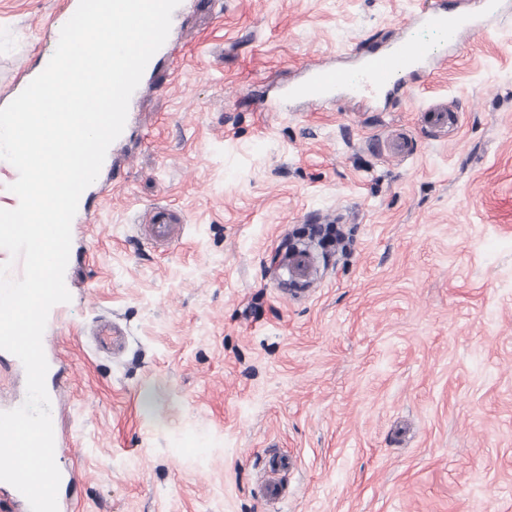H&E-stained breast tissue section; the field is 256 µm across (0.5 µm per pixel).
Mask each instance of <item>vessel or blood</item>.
<instances>
[{
  "mask_svg": "<svg viewBox=\"0 0 512 512\" xmlns=\"http://www.w3.org/2000/svg\"><path fill=\"white\" fill-rule=\"evenodd\" d=\"M511 13L512 0H425L413 21L447 33L453 41L464 32L480 35L489 21ZM446 60V54L432 44L405 36L385 44L364 42L354 53L352 71L309 64L303 76L283 89L280 97L317 105L362 94L403 96L421 75L432 72ZM455 121V113L439 105L429 107L424 114L425 125L436 131L447 129ZM143 225L148 239L159 248L172 246L182 237L179 213L166 206L147 210ZM280 269L281 280L302 290L313 281L316 259L309 248L299 246L283 256Z\"/></svg>",
  "mask_w": 512,
  "mask_h": 512,
  "instance_id": "b4317fda",
  "label": "vessel or blood"
}]
</instances>
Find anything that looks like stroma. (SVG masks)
Here are the masks:
<instances>
[{
  "instance_id": "stroma-1",
  "label": "stroma",
  "mask_w": 512,
  "mask_h": 512,
  "mask_svg": "<svg viewBox=\"0 0 512 512\" xmlns=\"http://www.w3.org/2000/svg\"><path fill=\"white\" fill-rule=\"evenodd\" d=\"M422 3L188 0L183 56L88 186L45 328L80 512H512V15L403 99L262 109L369 38L447 48L410 25ZM62 4L0 0V108ZM439 103L445 132L422 121ZM396 132L411 154H387ZM156 205L184 224L166 250L142 234ZM285 240L317 258L291 296ZM101 319L120 346H95Z\"/></svg>"
}]
</instances>
